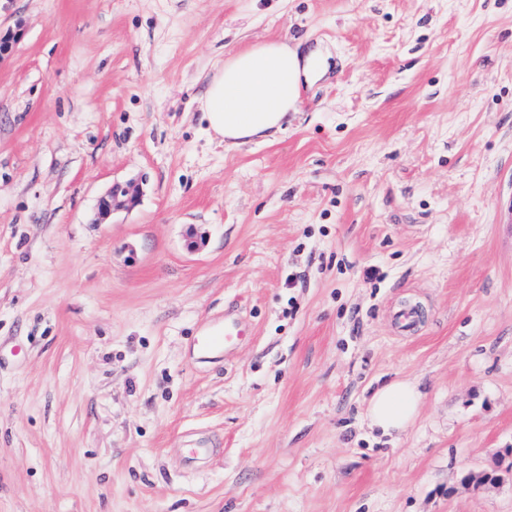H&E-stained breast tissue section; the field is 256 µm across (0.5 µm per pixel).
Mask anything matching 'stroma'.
<instances>
[{"mask_svg": "<svg viewBox=\"0 0 512 512\" xmlns=\"http://www.w3.org/2000/svg\"><path fill=\"white\" fill-rule=\"evenodd\" d=\"M0 31V512H512L462 482L512 448V0H0ZM270 41L329 69L221 141L200 99ZM228 310L250 335L201 352ZM137 201V192L132 190L129 186H123L121 184L113 185L98 202L99 223L105 224V221L112 216V211L131 208ZM421 394L415 385L394 380L376 389L366 407V419L371 428L383 435L404 431L416 418Z\"/></svg>", "mask_w": 512, "mask_h": 512, "instance_id": "35a3bbf8", "label": "stroma"}]
</instances>
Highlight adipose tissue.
I'll return each mask as SVG.
<instances>
[{
	"mask_svg": "<svg viewBox=\"0 0 512 512\" xmlns=\"http://www.w3.org/2000/svg\"><path fill=\"white\" fill-rule=\"evenodd\" d=\"M324 67L320 52L303 56L280 42L255 44L229 55L202 99L210 129L235 145L275 135L296 110L303 83ZM420 401L415 385L394 380L373 393L366 418L370 427L393 435L414 421Z\"/></svg>",
	"mask_w": 512,
	"mask_h": 512,
	"instance_id": "1",
	"label": "adipose tissue"
}]
</instances>
